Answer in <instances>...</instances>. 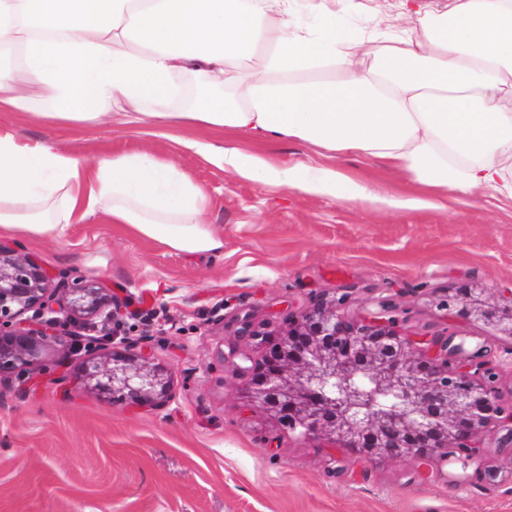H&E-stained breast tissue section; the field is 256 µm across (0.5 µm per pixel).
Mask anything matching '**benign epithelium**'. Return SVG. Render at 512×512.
Instances as JSON below:
<instances>
[{
  "instance_id": "7a95c632",
  "label": "benign epithelium",
  "mask_w": 512,
  "mask_h": 512,
  "mask_svg": "<svg viewBox=\"0 0 512 512\" xmlns=\"http://www.w3.org/2000/svg\"><path fill=\"white\" fill-rule=\"evenodd\" d=\"M349 293L323 295L288 315L286 328L245 316L236 336L261 349L237 392L284 428L317 437L369 461H433L463 465L481 456L483 437L503 431L512 443V404L495 385L491 349L462 355L452 335L413 341L385 301L369 316L343 312ZM435 306L512 339V290L491 304L474 289L449 293ZM123 303L78 276L56 280L34 259L0 245V379L28 381L43 356L63 342L55 315L117 323ZM77 378L112 404L155 407L169 395L171 377L151 352L132 345L101 349L89 339Z\"/></svg>"
}]
</instances>
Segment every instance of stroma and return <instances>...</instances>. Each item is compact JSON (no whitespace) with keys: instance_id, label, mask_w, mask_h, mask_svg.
Masks as SVG:
<instances>
[{"instance_id":"1","label":"stroma","mask_w":512,"mask_h":512,"mask_svg":"<svg viewBox=\"0 0 512 512\" xmlns=\"http://www.w3.org/2000/svg\"><path fill=\"white\" fill-rule=\"evenodd\" d=\"M29 111L0 125L78 159L149 151L210 195L218 253L176 251L131 229L93 220L59 241L0 236L54 274H78L126 305L66 325L55 365L28 385L0 382V512H512V446L487 436L480 469L448 464L417 474L411 462L371 463L324 440L284 430L244 405L229 352L239 316L279 322L323 294L348 291L356 318L387 299L418 339L438 332L490 345L498 386L512 391V340L437 311L435 296L480 288L494 301L512 288V200L482 190L449 193L444 209L389 214L346 198L265 188L224 173L182 146L190 129L126 122L47 127ZM281 161L337 168L375 189L404 192L401 173L287 139L246 143ZM147 348L171 374L156 407L111 405L74 377L87 338Z\"/></svg>"}]
</instances>
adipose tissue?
Here are the masks:
<instances>
[{"instance_id":"adipose-tissue-1","label":"adipose tissue","mask_w":512,"mask_h":512,"mask_svg":"<svg viewBox=\"0 0 512 512\" xmlns=\"http://www.w3.org/2000/svg\"><path fill=\"white\" fill-rule=\"evenodd\" d=\"M292 0H0V109L51 95L40 124L96 125L124 102L131 121L223 133L185 147L263 187L345 196L378 210L441 208L448 192L512 198V0H402L411 28L353 34L341 11L296 25ZM262 56L263 76L245 65ZM370 67H363V58ZM227 96L172 110L185 74ZM288 138L366 156L416 187L377 191L335 168L283 164L243 142ZM207 191L145 152L83 162L0 127V234L62 239L103 219L190 253L217 252Z\"/></svg>"}]
</instances>
